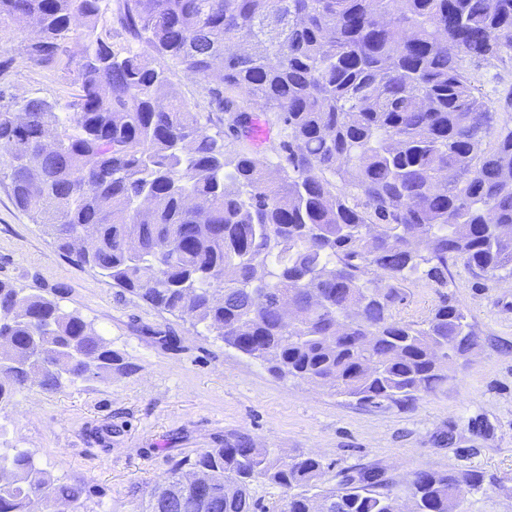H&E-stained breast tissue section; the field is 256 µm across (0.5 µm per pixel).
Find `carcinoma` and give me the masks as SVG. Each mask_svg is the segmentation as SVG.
I'll list each match as a JSON object with an SVG mask.
<instances>
[{"label": "carcinoma", "mask_w": 512, "mask_h": 512, "mask_svg": "<svg viewBox=\"0 0 512 512\" xmlns=\"http://www.w3.org/2000/svg\"><path fill=\"white\" fill-rule=\"evenodd\" d=\"M103 2L0 0V73L19 39L29 63L79 86L63 107L0 88L16 207L78 265L277 376L376 408L447 380L477 344L464 310L446 297L423 322L392 309L408 283L448 287L460 261L512 276V119L498 116L512 96L495 109L467 69L512 60V0H121L115 23L143 52L115 45ZM159 60L207 83L235 139L251 137L254 110L275 113L278 178L209 134L211 115L172 95ZM0 336V403L128 370L78 312L2 280ZM195 471L210 491L184 483ZM321 472L313 455L283 461L243 439L176 461L143 512H256L258 478L286 490L282 512L318 496L329 512H403L376 471L320 494ZM483 481L418 471L416 512H448ZM84 494L26 451L0 455V512L77 510Z\"/></svg>", "instance_id": "1"}]
</instances>
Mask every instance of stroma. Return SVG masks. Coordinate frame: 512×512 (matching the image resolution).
<instances>
[{
  "label": "stroma",
  "instance_id": "stroma-1",
  "mask_svg": "<svg viewBox=\"0 0 512 512\" xmlns=\"http://www.w3.org/2000/svg\"><path fill=\"white\" fill-rule=\"evenodd\" d=\"M0 74L17 96L71 101L74 75L26 62ZM486 100L512 91V62L471 65ZM0 280L57 293L62 307L90 321L128 366L106 382L76 381L47 393L17 390L0 404V453L22 449L64 483L86 488L80 512H136L174 461L239 438L279 458L310 454L323 463L322 487L347 470L380 472L411 512L415 472L476 470L486 480L465 492L459 512H512V279L452 270L447 289L407 285L394 315L423 321L450 298L478 334L447 381L407 408L377 409L311 383L272 374L188 321L77 265L40 225L19 211L0 183Z\"/></svg>",
  "mask_w": 512,
  "mask_h": 512
}]
</instances>
